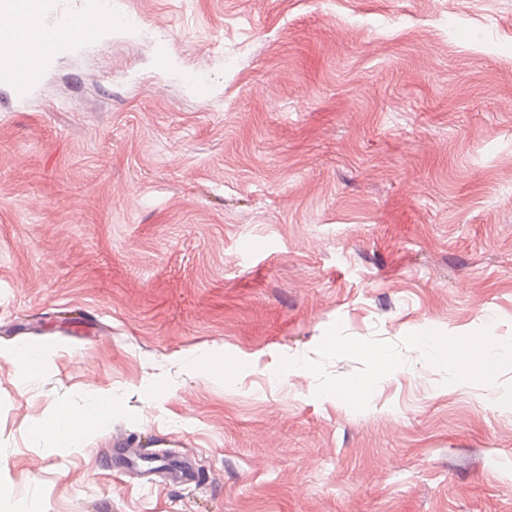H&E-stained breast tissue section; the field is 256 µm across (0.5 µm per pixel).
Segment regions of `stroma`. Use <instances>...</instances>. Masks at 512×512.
I'll return each instance as SVG.
<instances>
[{"label":"stroma","instance_id":"stroma-1","mask_svg":"<svg viewBox=\"0 0 512 512\" xmlns=\"http://www.w3.org/2000/svg\"><path fill=\"white\" fill-rule=\"evenodd\" d=\"M127 4L0 111V512H512V0ZM467 334L494 372L429 361ZM111 417L112 396L98 397L80 410L68 406L60 407L50 425L36 428L32 435L36 439L49 436L60 451L68 452L80 435L97 428L105 419Z\"/></svg>","mask_w":512,"mask_h":512}]
</instances>
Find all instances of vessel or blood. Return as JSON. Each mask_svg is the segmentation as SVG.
<instances>
[{
  "instance_id": "1",
  "label": "vessel or blood",
  "mask_w": 512,
  "mask_h": 512,
  "mask_svg": "<svg viewBox=\"0 0 512 512\" xmlns=\"http://www.w3.org/2000/svg\"><path fill=\"white\" fill-rule=\"evenodd\" d=\"M40 28L73 27L71 37L48 45L21 38L20 18ZM123 29L139 33L142 21L125 7V0H0V90L11 102L23 104L34 95L46 67L60 55L107 40L113 20Z\"/></svg>"
}]
</instances>
